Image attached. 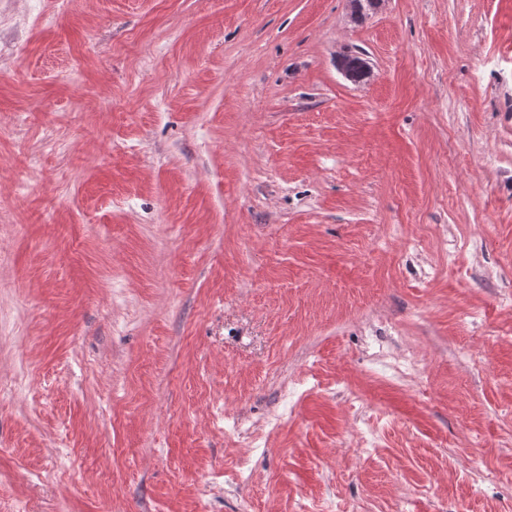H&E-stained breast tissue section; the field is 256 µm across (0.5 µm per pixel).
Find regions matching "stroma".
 <instances>
[{
    "instance_id": "1",
    "label": "stroma",
    "mask_w": 512,
    "mask_h": 512,
    "mask_svg": "<svg viewBox=\"0 0 512 512\" xmlns=\"http://www.w3.org/2000/svg\"><path fill=\"white\" fill-rule=\"evenodd\" d=\"M0 512H512V0H0ZM361 51H350L340 56L338 68L346 79L352 82H360L370 75V67Z\"/></svg>"
}]
</instances>
